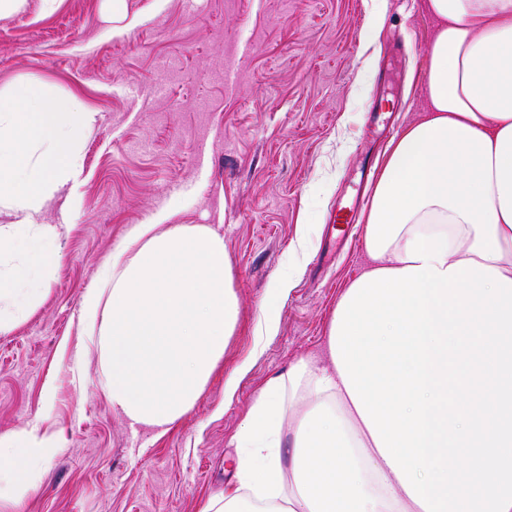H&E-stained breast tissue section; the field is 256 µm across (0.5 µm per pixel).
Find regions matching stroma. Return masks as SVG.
Here are the masks:
<instances>
[{
	"label": "stroma",
	"mask_w": 512,
	"mask_h": 512,
	"mask_svg": "<svg viewBox=\"0 0 512 512\" xmlns=\"http://www.w3.org/2000/svg\"><path fill=\"white\" fill-rule=\"evenodd\" d=\"M435 22L424 0H42L0 18V91L23 83L96 115L82 174L42 214L55 227L47 292L0 334V433L39 426L62 448L0 512H198L234 476L232 445L258 390L321 358L344 288L368 264L363 236L335 238L384 126L423 116ZM220 234L239 305L224 360L165 433L116 415L82 298L135 224ZM294 287L266 335V291ZM250 361L233 399L224 376Z\"/></svg>",
	"instance_id": "obj_1"
}]
</instances>
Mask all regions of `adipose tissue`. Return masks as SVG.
<instances>
[{"label":"adipose tissue","instance_id":"adipose-tissue-1","mask_svg":"<svg viewBox=\"0 0 512 512\" xmlns=\"http://www.w3.org/2000/svg\"><path fill=\"white\" fill-rule=\"evenodd\" d=\"M427 10L428 115L386 157L369 264L332 312L324 362L257 392L235 479L198 512H512V0ZM230 282L210 228H128L83 298L113 412L164 432L194 408L239 322ZM58 445L36 427L0 434L17 494Z\"/></svg>","mask_w":512,"mask_h":512}]
</instances>
